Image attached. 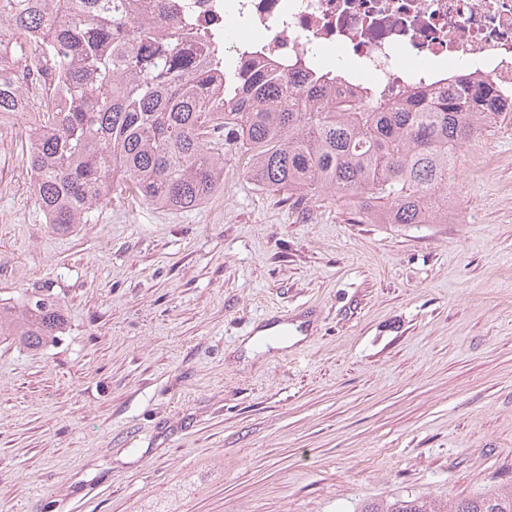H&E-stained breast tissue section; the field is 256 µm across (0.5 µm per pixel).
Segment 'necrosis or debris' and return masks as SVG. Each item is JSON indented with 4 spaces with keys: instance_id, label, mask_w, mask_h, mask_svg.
<instances>
[{
    "instance_id": "1",
    "label": "necrosis or debris",
    "mask_w": 512,
    "mask_h": 512,
    "mask_svg": "<svg viewBox=\"0 0 512 512\" xmlns=\"http://www.w3.org/2000/svg\"><path fill=\"white\" fill-rule=\"evenodd\" d=\"M197 29L233 28L225 64L309 71L368 107L411 90L493 83L512 99V0H193Z\"/></svg>"
}]
</instances>
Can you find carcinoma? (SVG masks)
<instances>
[{"instance_id": "1", "label": "carcinoma", "mask_w": 512, "mask_h": 512, "mask_svg": "<svg viewBox=\"0 0 512 512\" xmlns=\"http://www.w3.org/2000/svg\"><path fill=\"white\" fill-rule=\"evenodd\" d=\"M0 115L22 103L20 139L35 203L58 231L92 224L113 189L191 210L224 187V161L246 159L264 189L352 201L369 224L448 223L457 150L512 120L495 88L453 90L431 103L370 109L327 85L295 84L275 69H224L222 35L193 31L155 0H0ZM30 63L26 91L10 70ZM64 309L48 294L0 302V338L29 349L57 340ZM361 512H448L420 497ZM454 512H512V490L457 503Z\"/></svg>"}]
</instances>
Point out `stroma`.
<instances>
[{
	"label": "stroma",
	"mask_w": 512,
	"mask_h": 512,
	"mask_svg": "<svg viewBox=\"0 0 512 512\" xmlns=\"http://www.w3.org/2000/svg\"><path fill=\"white\" fill-rule=\"evenodd\" d=\"M259 188L193 210L113 193L58 232L0 128V512H361L512 488V123L459 148L444 224ZM287 336L254 340L262 323ZM64 329L63 305L49 294L29 295L13 304L0 302V338L36 349L56 341ZM361 512H448V507L444 510V507L434 500L408 497L385 504L369 503L364 506Z\"/></svg>",
	"instance_id": "stroma-1"
}]
</instances>
